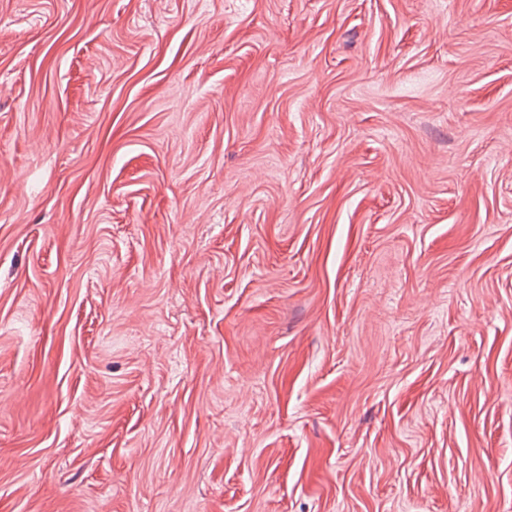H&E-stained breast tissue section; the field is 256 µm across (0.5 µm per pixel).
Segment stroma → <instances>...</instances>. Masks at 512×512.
<instances>
[{"label": "stroma", "instance_id": "35a3bbf8", "mask_svg": "<svg viewBox=\"0 0 512 512\" xmlns=\"http://www.w3.org/2000/svg\"><path fill=\"white\" fill-rule=\"evenodd\" d=\"M0 512H512V0H0Z\"/></svg>", "mask_w": 512, "mask_h": 512}]
</instances>
